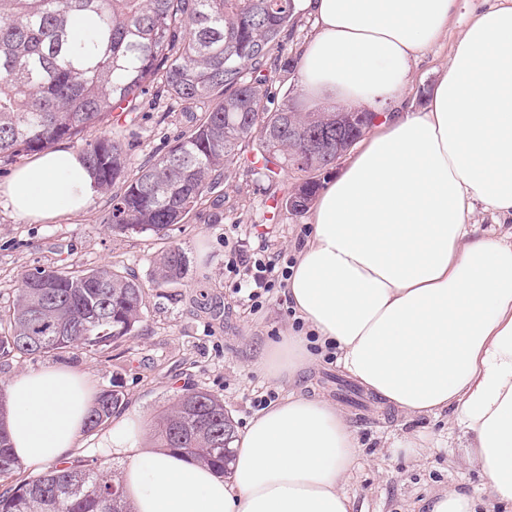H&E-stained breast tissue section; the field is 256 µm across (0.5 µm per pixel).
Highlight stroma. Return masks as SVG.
I'll return each instance as SVG.
<instances>
[{"label": "stroma", "instance_id": "obj_1", "mask_svg": "<svg viewBox=\"0 0 512 512\" xmlns=\"http://www.w3.org/2000/svg\"><path fill=\"white\" fill-rule=\"evenodd\" d=\"M487 3L495 6L499 0H457L447 33L412 67L407 107L425 109L453 43ZM313 24L312 16L301 12L268 61L275 70L279 102L301 112L314 111L315 105L302 90L299 71H284L282 65L299 60ZM207 110L204 104L184 108L152 91L143 97L140 112L113 113L106 132L130 144L136 165L164 154ZM257 169L254 163L233 167L184 223L160 235L112 232L107 225L110 196L101 192L86 210L53 222L29 223L0 209V313L11 306L23 274L35 267L110 265L135 275L144 286L142 320L131 335L99 350L78 346L60 355L0 360V388L45 366L76 370L85 375L92 394L111 386L122 392L123 412L139 417L149 446L156 443L155 414L186 390L202 388L222 399L238 431L258 412V398L287 395V384H271L255 365L263 344L286 334L294 323L286 291L274 288L262 308L251 309L238 301L235 277L226 264L263 245L269 255L293 257L312 226L309 213L295 214L281 205L304 181V172L286 170L271 184ZM174 245L186 254V273L178 282L156 285L154 264ZM297 387L336 403L355 431L358 458L346 486L355 512H427L435 494L482 489L469 451L447 416L402 417L366 394L332 359L321 360L299 378Z\"/></svg>", "mask_w": 512, "mask_h": 512}]
</instances>
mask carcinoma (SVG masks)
I'll list each match as a JSON object with an SVG mask.
<instances>
[{
    "label": "carcinoma",
    "instance_id": "1",
    "mask_svg": "<svg viewBox=\"0 0 512 512\" xmlns=\"http://www.w3.org/2000/svg\"><path fill=\"white\" fill-rule=\"evenodd\" d=\"M300 13L298 0H0V162L104 128L112 112L140 110L149 88L184 105L212 103L167 152L129 174L125 142L105 134L81 156L99 191L112 193L115 233L160 234L183 223L231 166L263 160L276 180L306 142L308 174L281 205L304 212L355 138L341 110L300 112L275 104L267 61ZM178 246L156 262L158 285L183 277ZM138 279L108 267L36 268L0 315V360L101 347L132 334L143 314ZM122 393L102 391L86 430L123 409ZM0 395V480L18 468ZM162 447L224 471L233 425L223 400L190 389L157 422ZM0 512H128L118 478L87 459L61 463L0 492Z\"/></svg>",
    "mask_w": 512,
    "mask_h": 512
}]
</instances>
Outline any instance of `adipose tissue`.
I'll return each mask as SVG.
<instances>
[{
  "mask_svg": "<svg viewBox=\"0 0 512 512\" xmlns=\"http://www.w3.org/2000/svg\"><path fill=\"white\" fill-rule=\"evenodd\" d=\"M456 0H304L314 34L300 76L314 99L380 121L318 197L288 298L302 327L266 344L257 366L296 380L333 347L343 373L399 415L451 412L496 503L512 504V234L480 232L474 202L512 217V5L477 13L427 108L408 110L413 62L448 28ZM81 156L52 147L0 183V206L30 222L93 201ZM91 389L46 367L10 385L5 420L21 462L66 461L81 446ZM116 419L101 447L125 457L133 512H354L344 484L358 443L330 400L299 391L238 436L229 476L138 444Z\"/></svg>",
  "mask_w": 512,
  "mask_h": 512,
  "instance_id": "adipose-tissue-1",
  "label": "adipose tissue"
}]
</instances>
